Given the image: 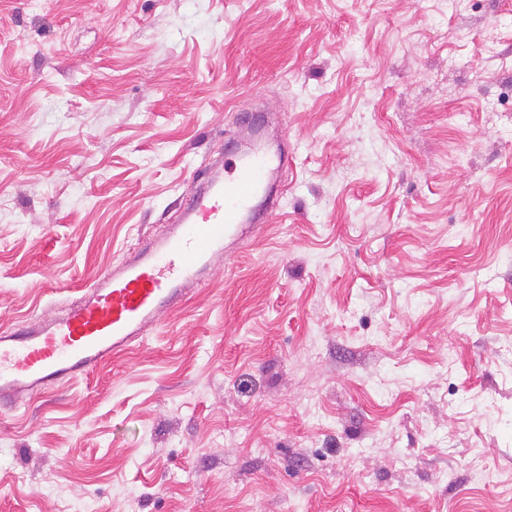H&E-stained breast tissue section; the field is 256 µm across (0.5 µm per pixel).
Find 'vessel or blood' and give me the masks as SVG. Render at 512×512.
Here are the masks:
<instances>
[{"label":"vessel or blood","instance_id":"obj_1","mask_svg":"<svg viewBox=\"0 0 512 512\" xmlns=\"http://www.w3.org/2000/svg\"><path fill=\"white\" fill-rule=\"evenodd\" d=\"M287 152L253 147L224 164L223 179L193 186L182 223L99 275L79 301L0 332V408L87 375L159 328L225 255L227 242L274 210L272 184Z\"/></svg>","mask_w":512,"mask_h":512}]
</instances>
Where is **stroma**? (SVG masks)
I'll use <instances>...</instances> for the list:
<instances>
[{"label": "stroma", "instance_id": "stroma-1", "mask_svg": "<svg viewBox=\"0 0 512 512\" xmlns=\"http://www.w3.org/2000/svg\"><path fill=\"white\" fill-rule=\"evenodd\" d=\"M259 111L278 209L0 411V512H512V0H0V329L174 223Z\"/></svg>", "mask_w": 512, "mask_h": 512}]
</instances>
